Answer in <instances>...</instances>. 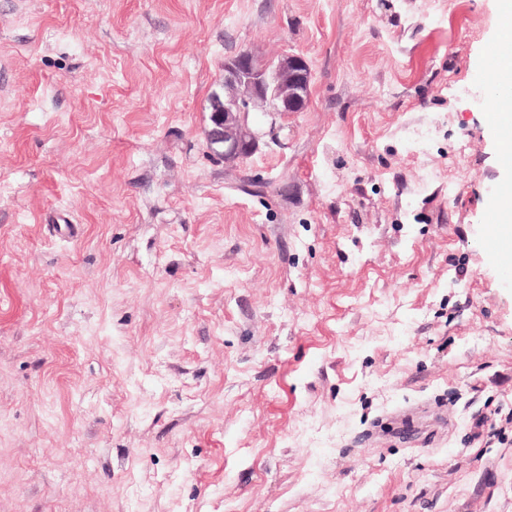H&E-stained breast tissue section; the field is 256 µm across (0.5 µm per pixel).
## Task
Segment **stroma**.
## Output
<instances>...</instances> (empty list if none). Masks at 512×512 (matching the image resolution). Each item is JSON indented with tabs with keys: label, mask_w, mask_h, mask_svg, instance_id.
<instances>
[{
	"label": "stroma",
	"mask_w": 512,
	"mask_h": 512,
	"mask_svg": "<svg viewBox=\"0 0 512 512\" xmlns=\"http://www.w3.org/2000/svg\"><path fill=\"white\" fill-rule=\"evenodd\" d=\"M498 5L0 0V512H512ZM285 72L288 79L283 80ZM311 82V70L301 55L283 57L272 70L247 50L225 60L224 93L212 94V124L206 132L212 140H223L224 147L212 143L209 150L217 156L224 153V163L249 156L258 140L248 122L250 104H265V112L272 114L300 112L308 104ZM512 201V183H503L498 188V203L489 208L485 214V222L490 228L483 244L486 258L492 262H504L508 245L500 234L502 230L512 228V215L503 204Z\"/></svg>",
	"instance_id": "35a3bbf8"
}]
</instances>
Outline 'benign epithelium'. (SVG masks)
<instances>
[{"mask_svg": "<svg viewBox=\"0 0 512 512\" xmlns=\"http://www.w3.org/2000/svg\"><path fill=\"white\" fill-rule=\"evenodd\" d=\"M312 73L306 59L287 55L269 69L249 51L224 61V112H213L206 137L224 141V162L234 163L254 151L257 133L249 126L250 105L268 111L299 112L309 101Z\"/></svg>", "mask_w": 512, "mask_h": 512, "instance_id": "7a95c632", "label": "benign epithelium"}]
</instances>
